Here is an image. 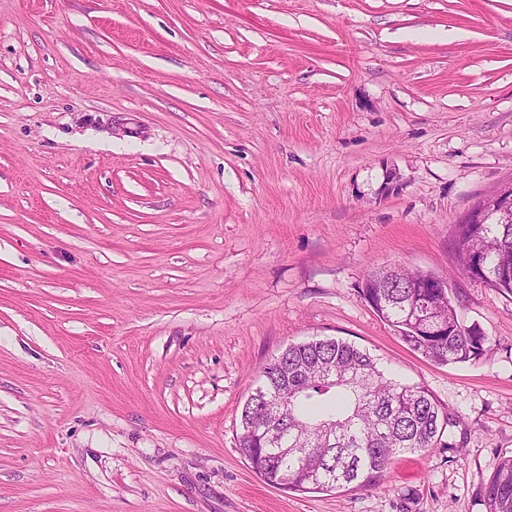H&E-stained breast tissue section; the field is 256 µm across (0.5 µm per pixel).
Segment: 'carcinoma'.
Returning <instances> with one entry per match:
<instances>
[{
    "mask_svg": "<svg viewBox=\"0 0 512 512\" xmlns=\"http://www.w3.org/2000/svg\"><path fill=\"white\" fill-rule=\"evenodd\" d=\"M459 268L512 293V223L458 224ZM364 299L413 350L441 364L475 361L485 336L463 325L450 293L403 267L371 270ZM288 388V409L278 407ZM450 423L428 391L385 376L349 342L293 344L262 369L241 411L239 445L252 470L284 490L378 489L393 457L437 446ZM489 512H512V456L486 488Z\"/></svg>",
    "mask_w": 512,
    "mask_h": 512,
    "instance_id": "obj_1",
    "label": "carcinoma"
}]
</instances>
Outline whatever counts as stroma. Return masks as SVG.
Wrapping results in <instances>:
<instances>
[{"label":"stroma","mask_w":512,"mask_h":512,"mask_svg":"<svg viewBox=\"0 0 512 512\" xmlns=\"http://www.w3.org/2000/svg\"><path fill=\"white\" fill-rule=\"evenodd\" d=\"M512 181V0H0V512H488L512 295L455 221ZM445 280L480 359L364 300ZM333 337L451 423L382 488L291 492L239 449L288 345ZM426 276L403 267L371 270L360 290L377 316L432 362L447 365L479 359L485 336L476 326L460 322L447 281L435 278L431 288H426ZM441 288L448 289L447 293ZM427 314L437 332L427 329Z\"/></svg>","instance_id":"35a3bbf8"}]
</instances>
